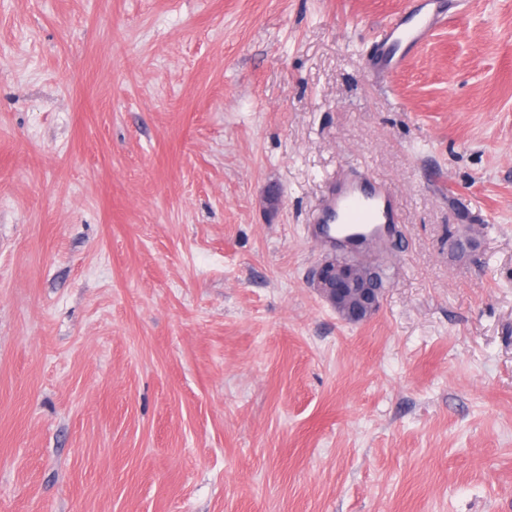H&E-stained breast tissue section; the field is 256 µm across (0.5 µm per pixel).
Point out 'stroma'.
I'll return each mask as SVG.
<instances>
[{
  "instance_id": "35a3bbf8",
  "label": "stroma",
  "mask_w": 512,
  "mask_h": 512,
  "mask_svg": "<svg viewBox=\"0 0 512 512\" xmlns=\"http://www.w3.org/2000/svg\"><path fill=\"white\" fill-rule=\"evenodd\" d=\"M416 2L0 0V512H512V0L374 73ZM313 220L323 248L380 246L399 220L396 196L386 181L362 171L351 173L330 188ZM311 285L348 323L368 322L378 312L384 293L380 270L357 256L326 259L313 271Z\"/></svg>"
}]
</instances>
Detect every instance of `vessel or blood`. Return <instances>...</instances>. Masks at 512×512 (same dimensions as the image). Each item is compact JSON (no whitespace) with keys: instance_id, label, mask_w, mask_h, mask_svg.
<instances>
[{"instance_id":"obj_1","label":"vessel or blood","mask_w":512,"mask_h":512,"mask_svg":"<svg viewBox=\"0 0 512 512\" xmlns=\"http://www.w3.org/2000/svg\"><path fill=\"white\" fill-rule=\"evenodd\" d=\"M441 20L438 14L417 13L383 24L378 31L377 73L386 76L397 69L410 47L423 40ZM398 220L392 186L362 171L339 179L314 216L321 246L356 249L382 245Z\"/></svg>"}]
</instances>
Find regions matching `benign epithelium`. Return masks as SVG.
<instances>
[{"label": "benign epithelium", "instance_id": "benign-epithelium-1", "mask_svg": "<svg viewBox=\"0 0 512 512\" xmlns=\"http://www.w3.org/2000/svg\"><path fill=\"white\" fill-rule=\"evenodd\" d=\"M311 285L348 323L369 321L384 293L380 270L357 256L326 259L313 271Z\"/></svg>", "mask_w": 512, "mask_h": 512}]
</instances>
